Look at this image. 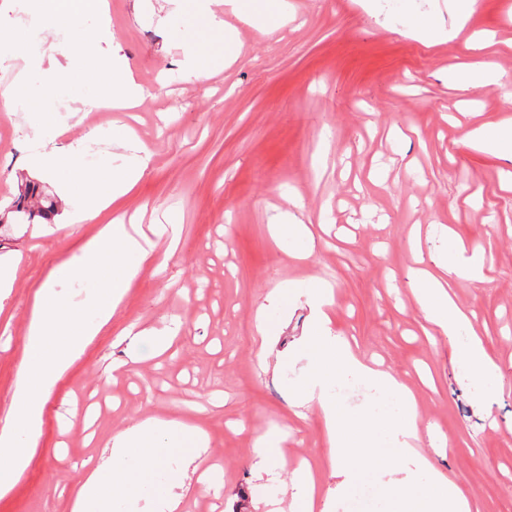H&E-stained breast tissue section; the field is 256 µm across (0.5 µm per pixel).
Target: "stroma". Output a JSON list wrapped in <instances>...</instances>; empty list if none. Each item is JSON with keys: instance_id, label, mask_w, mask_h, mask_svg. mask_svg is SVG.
<instances>
[{"instance_id": "1", "label": "stroma", "mask_w": 512, "mask_h": 512, "mask_svg": "<svg viewBox=\"0 0 512 512\" xmlns=\"http://www.w3.org/2000/svg\"><path fill=\"white\" fill-rule=\"evenodd\" d=\"M267 2L251 0L237 14L215 0L242 46L229 67L198 82L185 77V48L218 47L221 36L192 14L178 15L174 0H108L113 42L147 91L131 112L76 115L105 94L82 63L85 44L100 38L93 19L45 30L44 57L0 56V85L23 74L37 87L55 66L65 69L41 111L0 112V202L28 178L55 201L56 217L68 210L55 179L28 165L39 147L33 133L46 126L58 143L86 140L96 166L119 163L113 132L123 125L153 154L133 192L70 236L47 238L43 224L0 226V259L16 263L15 284L0 296V417L50 267L120 213L144 227L176 223L180 235L167 267L144 266L111 323L58 382L38 446L0 497V512H72L83 461L150 418L211 436L196 465L216 466L221 489L186 481L177 512H266L271 502L285 512L305 464L330 493L327 512H348L355 495L336 490L322 415L312 409L300 419L290 406L306 365L298 346L311 318L305 296L287 312H270L268 360L278 372H262L253 352L256 307L280 283L312 277L333 287L335 333L399 373L415 393L420 430L447 440L442 450L422 441L390 472L365 473L366 512H393L381 485L415 469L421 456L473 494L480 512H512V190L500 187L512 156L464 141L475 126L512 118V0H480L454 40L432 46L405 28L413 20L451 25L448 0H284L283 29ZM470 64L500 70V85L451 89L449 69ZM285 211L310 226L313 241L290 247L273 238L270 226ZM452 234L484 252L485 280L452 279L455 301L473 317L466 335L451 341L427 335L411 271L447 254ZM292 248L307 259H290ZM133 323L177 324L180 340L152 356L124 341ZM470 334L500 370L488 411L454 360ZM86 401L100 404L92 439L64 419ZM273 427L286 435V455L261 469L252 443Z\"/></svg>"}]
</instances>
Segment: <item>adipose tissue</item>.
I'll use <instances>...</instances> for the list:
<instances>
[{
    "mask_svg": "<svg viewBox=\"0 0 512 512\" xmlns=\"http://www.w3.org/2000/svg\"><path fill=\"white\" fill-rule=\"evenodd\" d=\"M478 7L479 0H452L454 26L446 29L431 21L419 22L408 32L428 45L451 40ZM26 9L33 19L32 36L15 39L8 23L0 22V51L27 57L36 54L37 32L66 28L74 13L66 0H31ZM88 54L95 59V74L109 93L107 105L128 109L141 102L145 91L132 72L122 66L118 55L108 53L103 45L89 49ZM57 91V79H45L40 97H52ZM37 98L23 76L0 86V109L7 112L32 110ZM46 140V147L31 154L30 167L48 177L70 172L85 183L80 194L72 193L68 185L60 187L69 201L65 227L72 231L94 221L100 212L131 192L151 162L150 150L128 134L120 143L130 148V156L120 165L96 169L86 168L82 142L59 145L51 134ZM177 234L178 227L172 223L143 230L116 218L88 238L77 256L50 269L28 315L24 356L18 364L19 381L9 396L7 413L0 419V497L12 491L38 445L43 410L58 380L109 325L143 266L154 260L159 239H169L171 246L165 255L173 257L172 243ZM438 268V273L422 274L416 300L431 328L438 335L453 338L461 334L468 315L449 293V281L460 277L475 284L481 282L484 255L467 252L456 242L450 257L443 259ZM76 281L94 284L90 302L76 300L67 292V285ZM302 292L313 318L302 342L307 358L304 375L291 389L293 404L315 407L323 415L332 448L331 464L343 475L342 489L348 492L364 472L388 470L396 458L413 452L420 443L416 400L400 375L363 361L345 339L333 333L329 283L310 280ZM457 364L476 386L480 404H487L496 389L499 369L480 337H472L459 350ZM340 376L377 388L383 399L382 407L371 415L345 417L347 425L342 429L336 426L341 414L330 394ZM208 444L204 430L176 421L160 425L148 420L128 428L113 438L111 458L98 464L83 483L73 512H112L116 488H124L135 497L148 493L153 488L155 469L170 450L204 448ZM382 490L385 497L396 502L397 512H479L475 497L441 474L430 483L391 480Z\"/></svg>",
    "mask_w": 512,
    "mask_h": 512,
    "instance_id": "obj_1",
    "label": "adipose tissue"
}]
</instances>
